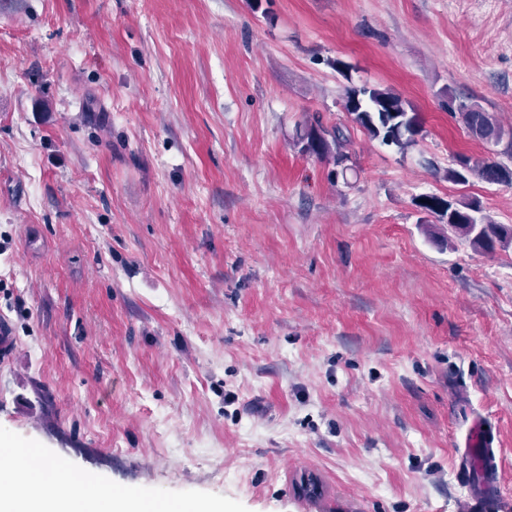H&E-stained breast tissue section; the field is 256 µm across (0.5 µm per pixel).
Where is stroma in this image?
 <instances>
[{
  "label": "stroma",
  "instance_id": "obj_1",
  "mask_svg": "<svg viewBox=\"0 0 512 512\" xmlns=\"http://www.w3.org/2000/svg\"><path fill=\"white\" fill-rule=\"evenodd\" d=\"M377 85L407 153L351 127ZM466 102L512 130V0H0V437L224 512H461L475 422L512 507V249L423 213ZM308 480L316 495L301 492ZM344 108L350 122L381 144L404 154L417 142L422 123L411 104L390 89L363 85L347 89ZM305 127L303 134H300V141L304 143L303 150L319 158H327L336 165V177L338 167H341V174L348 170L345 163L349 161L350 155L346 151L350 143L346 127L333 126L325 128L319 119H314Z\"/></svg>",
  "mask_w": 512,
  "mask_h": 512
}]
</instances>
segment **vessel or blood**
Here are the masks:
<instances>
[{
	"instance_id": "obj_1",
	"label": "vessel or blood",
	"mask_w": 512,
	"mask_h": 512,
	"mask_svg": "<svg viewBox=\"0 0 512 512\" xmlns=\"http://www.w3.org/2000/svg\"><path fill=\"white\" fill-rule=\"evenodd\" d=\"M462 458L478 468L485 483L493 488L492 493L470 499L466 505L467 512H502V496L496 491L499 484V465L493 431L483 428L482 425H475L467 437Z\"/></svg>"
}]
</instances>
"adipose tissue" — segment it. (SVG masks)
Segmentation results:
<instances>
[{
    "label": "adipose tissue",
    "instance_id": "1",
    "mask_svg": "<svg viewBox=\"0 0 512 512\" xmlns=\"http://www.w3.org/2000/svg\"><path fill=\"white\" fill-rule=\"evenodd\" d=\"M17 454L8 442L0 443V512H222L214 505H172L109 484H90L88 492L78 497L70 491V470L54 463L32 464L22 472L14 464ZM24 481L53 485L56 492L49 497H31L20 489Z\"/></svg>",
    "mask_w": 512,
    "mask_h": 512
}]
</instances>
